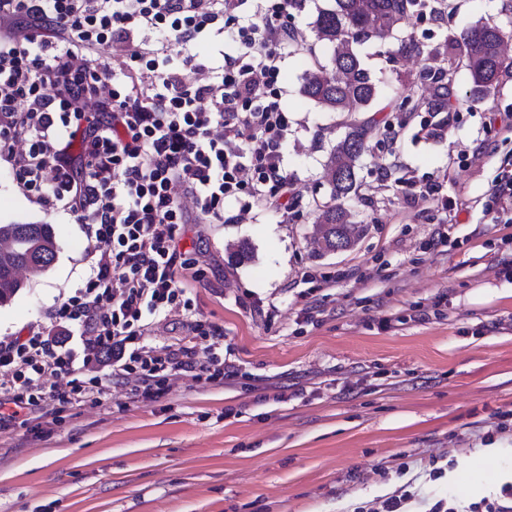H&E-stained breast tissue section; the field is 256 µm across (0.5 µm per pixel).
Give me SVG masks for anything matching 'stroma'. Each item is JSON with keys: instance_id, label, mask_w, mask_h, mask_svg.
I'll return each mask as SVG.
<instances>
[{"instance_id": "35a3bbf8", "label": "stroma", "mask_w": 512, "mask_h": 512, "mask_svg": "<svg viewBox=\"0 0 512 512\" xmlns=\"http://www.w3.org/2000/svg\"><path fill=\"white\" fill-rule=\"evenodd\" d=\"M329 5L302 0L282 50L297 205L250 224H188L181 235L199 272L191 315L223 329L238 376L175 377L147 403L115 381L100 402L0 425V512H354L405 484L412 512L448 495L469 506L461 487L430 480L439 454L449 472L477 479L484 498L512 481V470L474 462L479 449L512 448V277L503 272L512 223H490L478 204L512 157L499 132L512 80L450 114L417 105L403 128L394 110L421 68L402 58L405 43L431 49L489 21L512 47V0H454L441 23L415 19L358 46L380 87L378 133L357 163L359 195L345 203L364 233L322 255L311 235L330 200L324 162L350 116L324 111L301 85L313 59L332 55L311 27ZM441 121L442 136H427ZM483 140L492 153L475 155ZM414 182L437 185L436 198L410 203ZM447 198L462 210L443 209ZM13 221L52 225L58 253L0 306V338L46 323L91 263L84 225L45 213L0 161V224ZM307 306L311 324L297 320Z\"/></svg>"}]
</instances>
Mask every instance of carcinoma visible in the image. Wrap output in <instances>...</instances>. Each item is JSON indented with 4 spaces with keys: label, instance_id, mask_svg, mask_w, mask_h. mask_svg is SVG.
<instances>
[{
    "label": "carcinoma",
    "instance_id": "obj_1",
    "mask_svg": "<svg viewBox=\"0 0 512 512\" xmlns=\"http://www.w3.org/2000/svg\"><path fill=\"white\" fill-rule=\"evenodd\" d=\"M425 7L422 0H333L331 7L318 11L312 23L317 39L330 44L333 54L326 63L314 60L301 92L329 112L368 111L377 99L378 88L354 46L390 37L394 29L410 22ZM503 42V31L491 23L474 26L461 43L448 41L447 49L459 51L466 60L473 94L488 95L504 79L512 78V57L504 53ZM404 50L421 57L440 56L442 60L439 66L420 69L403 97L402 111H411L409 104L414 96L427 100L433 112L448 111L456 57L436 49L426 51L414 43ZM374 133L370 122L354 121L328 155L325 171L332 203L324 206L314 228L317 242L326 253L336 251L338 242L345 249L355 242L357 226L344 200L356 194L357 162ZM57 249L50 224H0V305L9 302L23 287L20 272L38 275L47 271L56 259Z\"/></svg>",
    "mask_w": 512,
    "mask_h": 512
}]
</instances>
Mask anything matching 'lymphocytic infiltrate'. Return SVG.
I'll use <instances>...</instances> for the list:
<instances>
[{
  "label": "lymphocytic infiltrate",
  "instance_id": "lymphocytic-infiltrate-1",
  "mask_svg": "<svg viewBox=\"0 0 512 512\" xmlns=\"http://www.w3.org/2000/svg\"><path fill=\"white\" fill-rule=\"evenodd\" d=\"M238 2L0 0V159L29 199L70 215L95 242L83 288L49 325L0 338V423L101 394L100 379H67L75 357L52 339L59 328L111 354L112 377L144 402L165 395L171 376L235 377L219 327L192 320L190 341L158 350L139 340L154 319L191 307L183 225L241 224L253 210L282 209L293 191L278 48L294 36L295 4L272 0L260 23L243 25ZM213 31L238 46L218 81L197 55L171 64L168 42L191 46ZM483 197L493 221L512 209V160Z\"/></svg>",
  "mask_w": 512,
  "mask_h": 512
}]
</instances>
